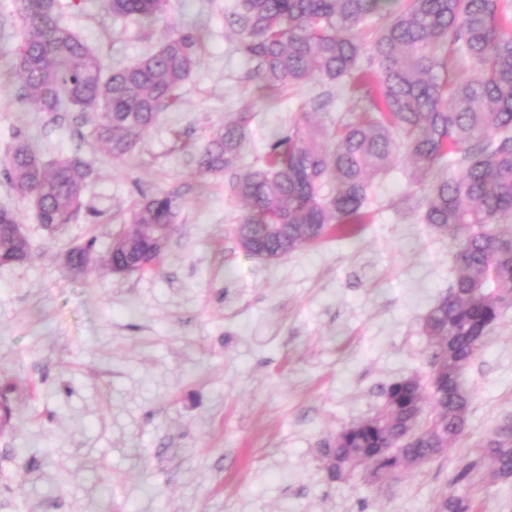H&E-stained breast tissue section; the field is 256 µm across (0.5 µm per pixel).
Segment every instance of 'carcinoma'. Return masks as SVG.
Here are the masks:
<instances>
[{"label":"carcinoma","mask_w":512,"mask_h":512,"mask_svg":"<svg viewBox=\"0 0 512 512\" xmlns=\"http://www.w3.org/2000/svg\"><path fill=\"white\" fill-rule=\"evenodd\" d=\"M241 0L232 25L239 51L255 63L261 88L280 93L317 77L344 78L369 102L333 135L316 112L300 118L265 150L261 164L230 184L248 211L235 226L239 247L278 261L318 243L338 226L362 224L370 177L387 172L396 152L413 165L424 191L422 220L456 248L449 293L424 319L430 388L420 378L392 383L381 407L319 449L329 479L357 469L395 477L448 461L435 512H476L478 484L512 491V418L452 458L466 436L472 405L465 370L503 308L512 304V31L502 18L512 0ZM117 18L154 22L172 0H101ZM21 39L11 67L20 98L46 112L92 114L90 136L114 162L126 159L178 102L177 90L199 63L202 37L166 35L150 54L105 70L98 54L59 21V0H16ZM371 51L375 67L360 65ZM239 112L207 137L197 155L201 174L232 172L250 134ZM462 167L459 176L450 167ZM3 173L48 227L77 219L92 174L79 156L45 161L21 133ZM182 195L162 192L128 214L130 228L112 237L101 261L113 273L135 271L170 237ZM17 214L0 209V266L31 256ZM96 238L71 249L69 269L86 273Z\"/></svg>","instance_id":"obj_1"}]
</instances>
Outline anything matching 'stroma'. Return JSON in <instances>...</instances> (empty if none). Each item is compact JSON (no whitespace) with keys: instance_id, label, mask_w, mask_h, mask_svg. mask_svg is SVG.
<instances>
[{"instance_id":"stroma-1","label":"stroma","mask_w":512,"mask_h":512,"mask_svg":"<svg viewBox=\"0 0 512 512\" xmlns=\"http://www.w3.org/2000/svg\"><path fill=\"white\" fill-rule=\"evenodd\" d=\"M239 2L173 0L154 24L113 17L100 0L62 6V23L108 67L154 49L169 24L203 37L177 106L119 164L92 150L88 116L19 98V20L0 6V163L22 132L44 158L92 164L81 214L55 230L0 174V206L16 212L32 248L29 262L0 267V384L15 387L13 418L0 426V512H434L447 463L338 482L318 449L373 415L392 383L428 381L422 324L449 292L454 249L422 223L424 194L400 155L372 178L358 235L276 262L240 250L233 176L315 98L326 100L329 129L368 102L316 78L267 96L227 24ZM246 108L251 133L235 172L198 175L209 131ZM174 187L183 204L156 270L66 267L70 249L93 235L106 249L135 202ZM466 379L473 406L460 453L512 416V306Z\"/></svg>"}]
</instances>
